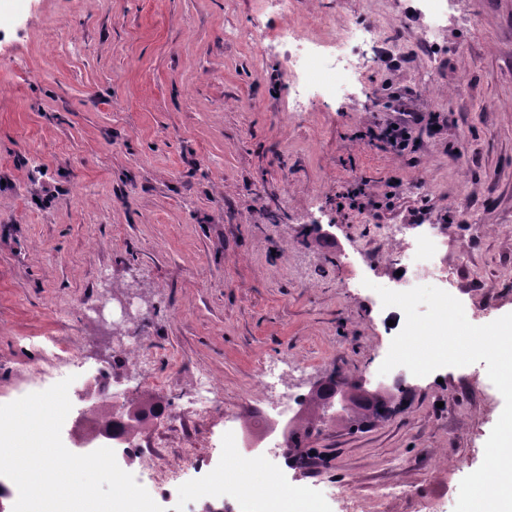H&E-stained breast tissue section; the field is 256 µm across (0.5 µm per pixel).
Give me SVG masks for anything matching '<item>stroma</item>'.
Segmentation results:
<instances>
[{"label": "stroma", "mask_w": 512, "mask_h": 512, "mask_svg": "<svg viewBox=\"0 0 512 512\" xmlns=\"http://www.w3.org/2000/svg\"><path fill=\"white\" fill-rule=\"evenodd\" d=\"M415 7L294 0L286 20L264 0H0V404L43 390L62 339L74 387L102 369L158 402L140 437L211 458L220 482L225 420L334 371L379 380L405 323L368 287L397 272L379 225L440 241L441 288L472 324L512 313V0H453L430 43ZM321 12L385 38L346 96L296 112L275 35L322 40ZM386 85L445 121L414 152L354 138L391 119ZM360 180L380 210L341 208ZM136 343L150 362L126 359ZM202 375L217 408L198 439L166 421L193 416ZM406 383L388 419L326 423L305 449L238 463L241 482L326 486L334 512H454L504 399L481 362Z\"/></svg>", "instance_id": "obj_1"}]
</instances>
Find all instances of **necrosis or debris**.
<instances>
[{
	"instance_id": "obj_1",
	"label": "necrosis or debris",
	"mask_w": 512,
	"mask_h": 512,
	"mask_svg": "<svg viewBox=\"0 0 512 512\" xmlns=\"http://www.w3.org/2000/svg\"><path fill=\"white\" fill-rule=\"evenodd\" d=\"M319 25L334 30L335 35L327 41H310L300 35L292 26L283 25L276 35L277 42L285 47L288 55V73L293 88V109L303 111L307 101L320 96L335 99L344 95L353 77L362 65L361 47L365 43H376L378 31L362 32L357 23L349 19L324 14L318 17ZM438 243H430L421 250L412 249L409 244L400 247V262L406 274L396 285L397 290L407 291L414 287L437 284L441 279L442 269L437 256ZM297 400L283 403L275 414L263 415L260 420L245 424L230 423L224 427V458L237 461L244 455L257 450L265 454H275L281 442L277 431L281 420L296 412ZM123 456L127 459H140L152 463L158 473L164 474V482L147 478L145 472H135L137 483L143 484L149 494H156L160 484L179 486L186 469L198 471L208 469L209 460L188 458L176 466L167 465L165 455L158 443L140 444L135 439H127L123 444ZM234 499L239 505V512H266L265 501L243 491L239 480L232 470L224 472V487L216 489L211 482L194 484L188 498L191 503L186 512H195L194 507L204 500L216 499L218 495Z\"/></svg>"
}]
</instances>
